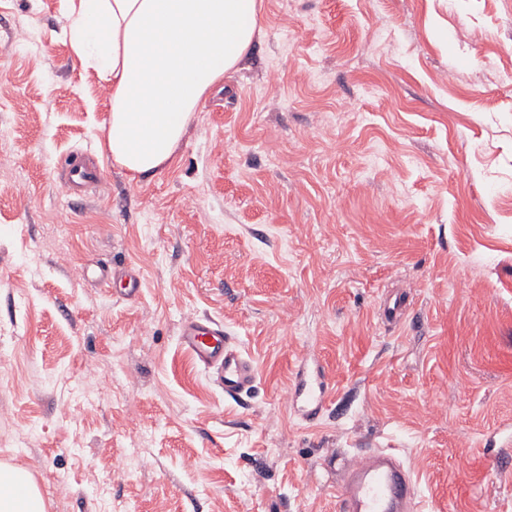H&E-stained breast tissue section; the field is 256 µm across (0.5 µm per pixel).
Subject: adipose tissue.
Masks as SVG:
<instances>
[{
    "instance_id": "1",
    "label": "adipose tissue",
    "mask_w": 512,
    "mask_h": 512,
    "mask_svg": "<svg viewBox=\"0 0 512 512\" xmlns=\"http://www.w3.org/2000/svg\"><path fill=\"white\" fill-rule=\"evenodd\" d=\"M263 0H66L73 54L109 91L106 150L130 179L164 170L201 102L262 34ZM20 479L25 498L7 484ZM0 512H46L28 472L0 465Z\"/></svg>"
}]
</instances>
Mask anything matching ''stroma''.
Here are the masks:
<instances>
[{
  "label": "stroma",
  "instance_id": "stroma-1",
  "mask_svg": "<svg viewBox=\"0 0 512 512\" xmlns=\"http://www.w3.org/2000/svg\"><path fill=\"white\" fill-rule=\"evenodd\" d=\"M65 23L0 0V463L47 512H338L331 455L393 448L421 512H512V0H263L137 182ZM72 153L102 170L79 195ZM85 262L137 265L139 292ZM191 315L254 361L251 394L181 346ZM306 354L314 423L285 399Z\"/></svg>",
  "mask_w": 512,
  "mask_h": 512
}]
</instances>
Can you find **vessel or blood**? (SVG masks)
I'll return each mask as SVG.
<instances>
[{"label": "vessel or blood", "mask_w": 512, "mask_h": 512, "mask_svg": "<svg viewBox=\"0 0 512 512\" xmlns=\"http://www.w3.org/2000/svg\"><path fill=\"white\" fill-rule=\"evenodd\" d=\"M81 276L121 282L129 297L139 289L138 273L132 268L109 271L86 264ZM178 336L195 363L215 371L225 395L236 398L252 391L257 368L218 322L198 316L185 318ZM328 390L324 372L312 375L302 366L288 398L290 403H303L307 417L313 419ZM338 491L340 512H420L413 473L390 448H372L345 460L339 470Z\"/></svg>", "instance_id": "1"}]
</instances>
